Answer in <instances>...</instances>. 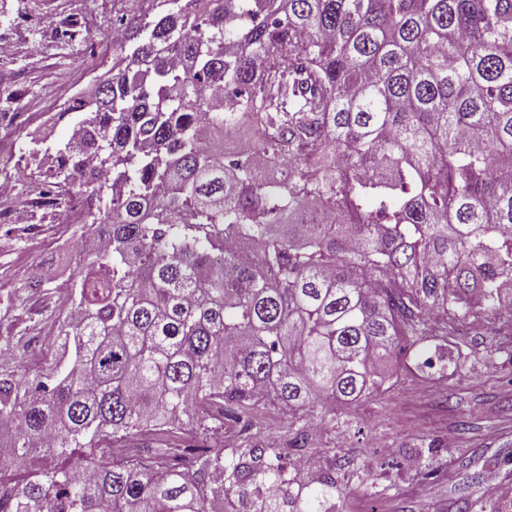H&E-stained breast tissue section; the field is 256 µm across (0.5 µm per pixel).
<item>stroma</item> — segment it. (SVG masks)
I'll return each mask as SVG.
<instances>
[{"instance_id":"35a3bbf8","label":"stroma","mask_w":512,"mask_h":512,"mask_svg":"<svg viewBox=\"0 0 512 512\" xmlns=\"http://www.w3.org/2000/svg\"><path fill=\"white\" fill-rule=\"evenodd\" d=\"M81 12L95 53L68 52L54 40L57 20ZM115 0H0V38L14 44L0 56V106L37 113L44 99L90 92L112 64L109 35ZM28 95L10 97L12 75ZM0 250V345L44 358L66 310L54 291L69 256L32 246L14 229ZM40 280L46 292L29 291ZM379 387L337 413L308 417L303 450L317 472L332 474V512H461L463 490L483 499V512H512V317L478 308L466 320L378 366ZM297 430L278 407L262 404L251 429L224 428V445L263 442L287 447Z\"/></svg>"}]
</instances>
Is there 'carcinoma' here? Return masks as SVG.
Instances as JSON below:
<instances>
[{
    "instance_id": "1",
    "label": "carcinoma",
    "mask_w": 512,
    "mask_h": 512,
    "mask_svg": "<svg viewBox=\"0 0 512 512\" xmlns=\"http://www.w3.org/2000/svg\"><path fill=\"white\" fill-rule=\"evenodd\" d=\"M34 147L95 202L63 343L0 367V512H329L287 448L114 454L376 387L512 285V0H131ZM321 212L325 223L309 222Z\"/></svg>"
}]
</instances>
